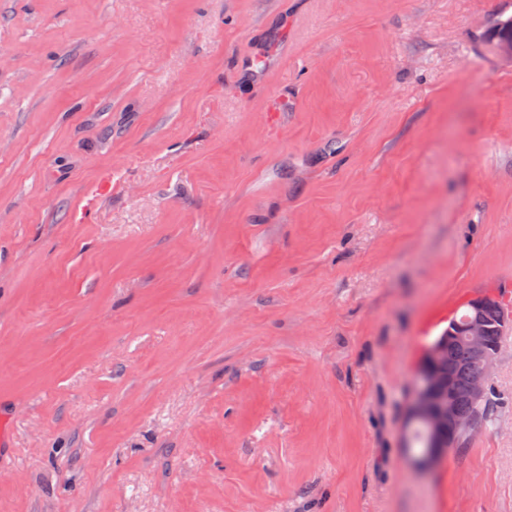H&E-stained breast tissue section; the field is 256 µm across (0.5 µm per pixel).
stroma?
<instances>
[{
	"mask_svg": "<svg viewBox=\"0 0 512 512\" xmlns=\"http://www.w3.org/2000/svg\"><path fill=\"white\" fill-rule=\"evenodd\" d=\"M501 14L0 0V512H512V329L492 425L404 448L512 292ZM500 305L501 302L486 298L484 312L482 299L468 304L460 316L450 320L444 336L442 332L440 335L442 337L438 336L437 338H440L430 344L416 369L406 418L408 424L420 423L428 432L427 436L420 424H415L411 428L409 448L416 457L408 455V462L420 474L427 475L432 472L448 454L449 449L462 451L467 447L472 433L476 429L487 426L493 420L498 397L491 385L488 384L487 388V381L501 352L500 347L496 346L502 343L504 336L502 330L512 326V306H508L504 307L500 313L499 322L502 330L500 329L497 323ZM469 313L470 317L465 324L459 326L458 324H463ZM484 317L488 326V341ZM458 338H463L469 348L461 340H456ZM443 356L445 357L435 365ZM433 366L435 376L438 379L448 378V382L433 380L431 376ZM448 372L456 377L462 395L467 389L465 395L471 403H479L488 391L486 401L481 405H472L464 397L460 399L456 380ZM458 401L459 411L464 418L476 415L479 420L476 429L460 435L459 443L454 431L472 428L474 421L460 417ZM447 428L448 435L442 432ZM426 451L427 453L423 455Z\"/></svg>",
	"mask_w": 512,
	"mask_h": 512,
	"instance_id": "35a3bbf8",
	"label": "stroma"
}]
</instances>
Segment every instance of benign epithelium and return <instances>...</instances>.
Here are the masks:
<instances>
[{
  "instance_id": "1",
  "label": "benign epithelium",
  "mask_w": 512,
  "mask_h": 512,
  "mask_svg": "<svg viewBox=\"0 0 512 512\" xmlns=\"http://www.w3.org/2000/svg\"><path fill=\"white\" fill-rule=\"evenodd\" d=\"M461 338L468 345L474 362V372L466 391L467 399L479 403L487 391L500 348L489 346L484 321L483 300L470 303V317L460 326L449 324L444 336L434 340L420 361L407 408V423L422 424L428 432V451L425 455L408 456L409 465L418 473L427 475L445 458L448 450L457 447L455 431L474 426L471 419L464 420L458 412L460 393L456 380L448 376L446 382H436L432 367L448 353V343Z\"/></svg>"
}]
</instances>
